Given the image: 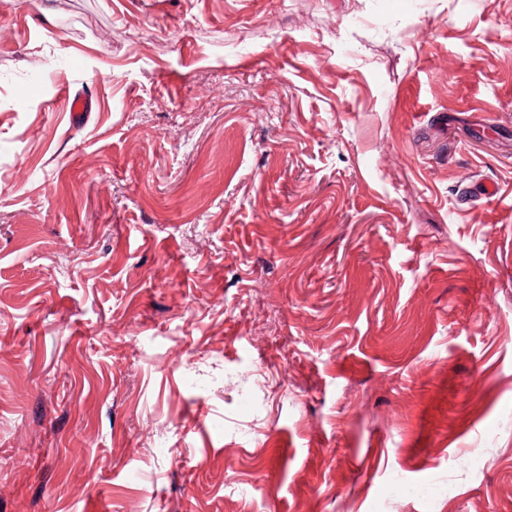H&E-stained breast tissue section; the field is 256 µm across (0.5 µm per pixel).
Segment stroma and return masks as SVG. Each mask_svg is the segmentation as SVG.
I'll list each match as a JSON object with an SVG mask.
<instances>
[{"mask_svg": "<svg viewBox=\"0 0 512 512\" xmlns=\"http://www.w3.org/2000/svg\"><path fill=\"white\" fill-rule=\"evenodd\" d=\"M103 507L512 512V0H0V512Z\"/></svg>", "mask_w": 512, "mask_h": 512, "instance_id": "1", "label": "stroma"}]
</instances>
